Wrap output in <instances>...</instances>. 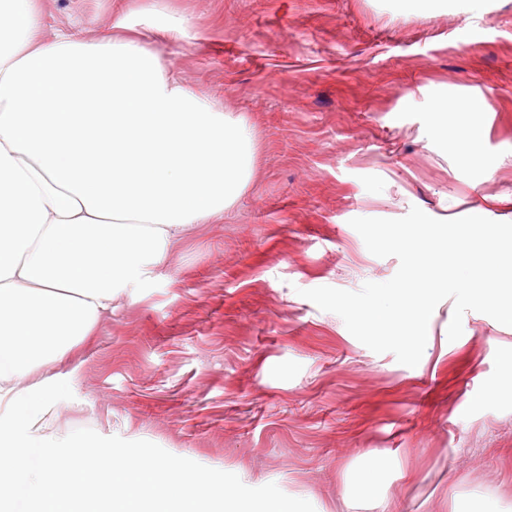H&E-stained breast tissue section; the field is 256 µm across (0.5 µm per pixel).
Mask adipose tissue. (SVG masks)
Instances as JSON below:
<instances>
[{
    "label": "adipose tissue",
    "instance_id": "adipose-tissue-1",
    "mask_svg": "<svg viewBox=\"0 0 512 512\" xmlns=\"http://www.w3.org/2000/svg\"><path fill=\"white\" fill-rule=\"evenodd\" d=\"M245 124L183 85L145 40L46 41L39 0H0V512H75L112 481V512H245L228 481L111 441L87 459L39 421L57 369L186 228L244 191Z\"/></svg>",
    "mask_w": 512,
    "mask_h": 512
}]
</instances>
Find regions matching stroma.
<instances>
[{
    "mask_svg": "<svg viewBox=\"0 0 512 512\" xmlns=\"http://www.w3.org/2000/svg\"><path fill=\"white\" fill-rule=\"evenodd\" d=\"M46 39H151L180 81L241 117L239 199L190 225L160 277L127 289L41 424L93 456L103 438L227 479L245 504L306 512H512V327L452 300L420 363L359 342L301 292L384 282L356 217L481 208L512 222V0H41ZM450 102L435 127V102ZM479 102L480 113L468 110ZM498 393H491L492 385ZM388 461L373 494L354 478Z\"/></svg>",
    "mask_w": 512,
    "mask_h": 512,
    "instance_id": "35a3bbf8",
    "label": "stroma"
}]
</instances>
